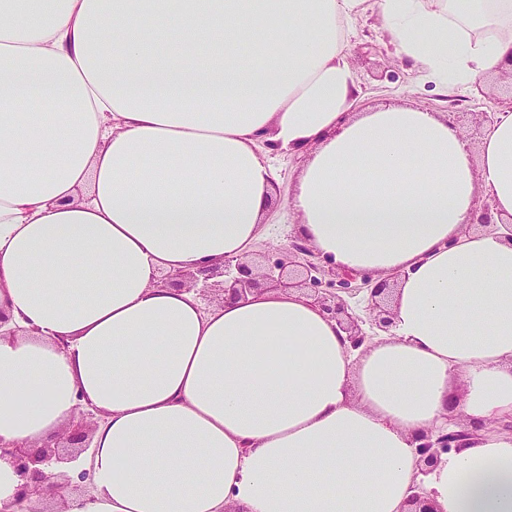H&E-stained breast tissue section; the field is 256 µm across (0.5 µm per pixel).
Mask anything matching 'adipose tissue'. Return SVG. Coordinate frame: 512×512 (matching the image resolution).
<instances>
[{
  "instance_id": "1",
  "label": "adipose tissue",
  "mask_w": 512,
  "mask_h": 512,
  "mask_svg": "<svg viewBox=\"0 0 512 512\" xmlns=\"http://www.w3.org/2000/svg\"><path fill=\"white\" fill-rule=\"evenodd\" d=\"M366 0H0V440L98 410L94 491L64 512H405L416 432L479 435L428 476L441 512H512V112L472 165L447 117L357 111ZM395 53L445 90L512 69V0H375ZM116 50L103 53L106 30ZM40 108L23 111L29 93ZM340 267L400 272L360 359L299 292L203 309L163 270L248 256L277 177ZM478 210L480 211V217L472 219L471 224H467L470 227L481 228L482 231L485 229L488 232H493L497 228V223L492 219V212L494 210V198L491 194H486L485 198L477 200Z\"/></svg>"
}]
</instances>
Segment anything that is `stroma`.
<instances>
[{"label": "stroma", "instance_id": "obj_1", "mask_svg": "<svg viewBox=\"0 0 512 512\" xmlns=\"http://www.w3.org/2000/svg\"><path fill=\"white\" fill-rule=\"evenodd\" d=\"M349 42L348 62L356 84L362 91L359 111L365 112L385 105L409 104L431 112L456 109V126L471 133L474 125L470 115L474 112L498 111V101L512 95V81L491 77L457 90L447 96L423 81L416 69L399 60L393 53L374 4H367L364 14L355 21ZM273 164L279 176L282 192L272 213L273 229L254 246L255 252L276 251L296 232L297 218L288 207L285 197L302 160L279 154Z\"/></svg>", "mask_w": 512, "mask_h": 512}]
</instances>
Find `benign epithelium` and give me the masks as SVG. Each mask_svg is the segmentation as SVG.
Wrapping results in <instances>:
<instances>
[{
	"label": "benign epithelium",
	"mask_w": 512,
	"mask_h": 512,
	"mask_svg": "<svg viewBox=\"0 0 512 512\" xmlns=\"http://www.w3.org/2000/svg\"><path fill=\"white\" fill-rule=\"evenodd\" d=\"M480 217L472 220L471 226L492 232L497 223L492 219L494 198L488 194L477 200ZM315 253L307 241L299 236H291L288 244L281 250L273 264L258 266L246 257L226 256L218 264H213L197 272L176 270L159 276L156 284L160 288L174 287L194 290L205 296L214 290L212 279L224 277L222 300H244L253 292L262 290L267 284L275 283L288 289H299L303 296L322 311L335 319L345 333V341L350 348L358 349L371 339L363 331L362 325L370 321L372 327L383 333L391 332L393 326L392 303L400 274L395 272L384 278L371 282L364 281L368 294L366 312L363 318L353 310L346 299L336 293L334 288H321L319 275L321 268L313 261ZM96 413L88 409H79L76 420L65 428L64 436L76 448V453L63 457L50 447L30 448L25 445L15 447L0 443V457L8 456L16 472L23 478L17 488L13 501L4 507L6 512H49L34 505V500L44 498L47 493L61 487L57 478L77 485L89 481L90 474L83 471L73 477L62 471L58 474L45 472L54 464H68L77 455L90 448ZM477 428L463 424L459 429L449 431L443 427L423 431L415 437L418 470L427 474L433 471L443 459V455L456 448H461L476 436ZM411 512H438L433 501L422 492L414 493L410 500Z\"/></svg>",
	"instance_id": "benign-epithelium-1"
}]
</instances>
